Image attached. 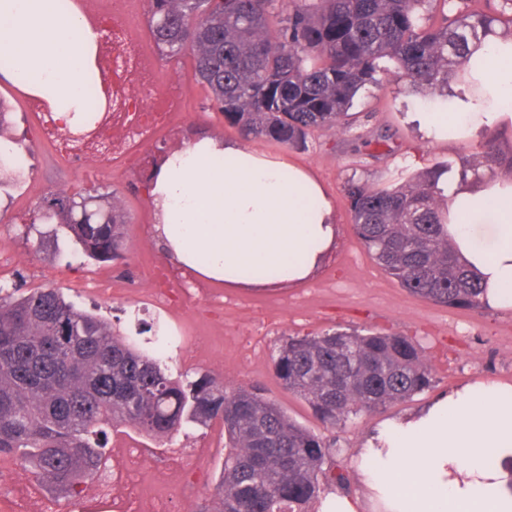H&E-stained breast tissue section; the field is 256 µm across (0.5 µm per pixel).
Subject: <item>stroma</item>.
Listing matches in <instances>:
<instances>
[{
    "label": "stroma",
    "instance_id": "stroma-1",
    "mask_svg": "<svg viewBox=\"0 0 512 512\" xmlns=\"http://www.w3.org/2000/svg\"><path fill=\"white\" fill-rule=\"evenodd\" d=\"M157 74L179 83L187 97L181 121L172 129L135 145L145 157L156 145L173 150L205 135L240 140V132L222 115L204 110L206 90L194 76L191 55L166 58L152 39L143 42ZM402 82L361 92L352 132L314 131L304 150L285 149L263 140L252 148L269 157L288 156L309 167L333 196L338 223L336 239L320 267L307 280L268 288H232L197 277L179 267L159 247L153 231L154 208L140 189L138 168L127 167L125 155L105 152L83 161L59 156L43 139L26 95L16 85L0 82V98L12 108L10 132L24 138L22 179L0 196V283L30 289L55 286L76 305L98 313L123 332H134L136 319H160L177 330L165 351L172 374L207 372L229 384L264 383L275 399L302 425L323 432V425L299 397L283 389L273 374V359L287 337L314 336L330 329L401 333L422 347L433 374L430 389L413 400L360 416L335 429L339 462L349 470V492L361 497V512H383L364 498L353 459L363 440L386 421L423 410L464 382L486 379L512 385V309L479 311L439 306L409 294L367 253L351 226L344 185L350 178L371 184L406 167L425 169L434 160L470 153L469 141L448 142L429 136L420 115L434 111V96L409 95ZM68 194L98 191L118 197L126 214V263L73 260L56 252L48 225L22 224L43 198L56 191ZM187 283L176 301L158 300L151 276L156 265ZM209 444L214 450L207 482H214L224 457L218 428L195 431L162 443L133 429L110 434L109 448H152L171 452Z\"/></svg>",
    "mask_w": 512,
    "mask_h": 512
}]
</instances>
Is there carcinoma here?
I'll return each mask as SVG.
<instances>
[{
    "instance_id": "carcinoma-1",
    "label": "carcinoma",
    "mask_w": 512,
    "mask_h": 512,
    "mask_svg": "<svg viewBox=\"0 0 512 512\" xmlns=\"http://www.w3.org/2000/svg\"><path fill=\"white\" fill-rule=\"evenodd\" d=\"M442 2L436 10L433 4ZM512 36V0L493 11L476 0H151L149 32L169 58L191 53L206 109L247 139L305 149L317 129H351L361 91L389 64L415 94L448 102L472 47ZM507 164L498 131L468 157L420 172L398 169L381 184L344 186L353 230L373 259L409 293L436 304L486 307L476 275L448 239L442 172L463 178ZM64 238L87 259H126V217L103 194H85L103 224H71L64 191L51 194ZM275 377L327 429L406 402L430 389L420 345L398 333L330 330L289 337ZM222 428L224 460L200 512H307L331 487L338 439L303 426L258 385L232 386L208 373L177 379L163 361L68 302L56 287L17 295L0 285V457L31 470L69 500L103 465L109 431L130 427L170 440L188 427Z\"/></svg>"
}]
</instances>
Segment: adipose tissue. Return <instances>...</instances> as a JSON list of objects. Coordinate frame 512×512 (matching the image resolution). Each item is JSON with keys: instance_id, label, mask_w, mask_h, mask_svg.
Masks as SVG:
<instances>
[{"instance_id": "obj_1", "label": "adipose tissue", "mask_w": 512, "mask_h": 512, "mask_svg": "<svg viewBox=\"0 0 512 512\" xmlns=\"http://www.w3.org/2000/svg\"><path fill=\"white\" fill-rule=\"evenodd\" d=\"M98 35L61 0H0V79L22 82L73 127L89 121L81 87L94 70ZM512 124V39L472 54L448 109L426 116L436 139L459 141ZM448 235L480 280L488 305L512 308V173L478 182L443 176ZM155 230L184 268L234 288H257L248 270L277 283L306 280L331 248L336 209L324 186L289 159L204 136L172 152L150 188ZM512 386L466 383L423 412L371 434L354 466L385 512H512Z\"/></svg>"}]
</instances>
